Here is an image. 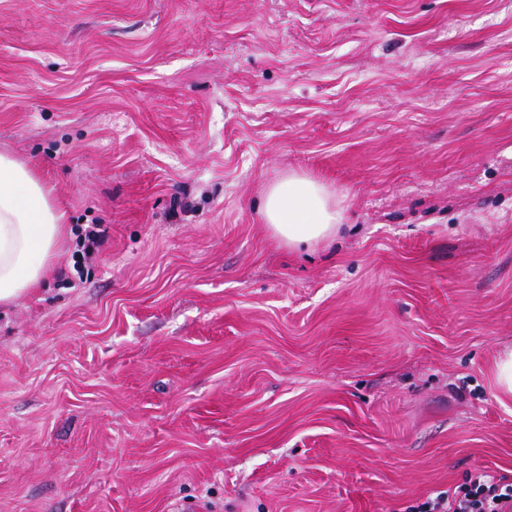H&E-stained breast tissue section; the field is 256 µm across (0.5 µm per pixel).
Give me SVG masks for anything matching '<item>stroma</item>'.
I'll list each match as a JSON object with an SVG mask.
<instances>
[{"label":"stroma","mask_w":512,"mask_h":512,"mask_svg":"<svg viewBox=\"0 0 512 512\" xmlns=\"http://www.w3.org/2000/svg\"><path fill=\"white\" fill-rule=\"evenodd\" d=\"M0 153L68 222L0 305V512L512 481V0H0ZM291 173L335 239L273 238ZM263 215L272 235L288 246L319 244L336 236L341 213L329 189L318 180L292 173L271 184ZM105 230L98 228L96 224L85 231L82 250H77L72 255L73 268L75 271H80L83 264L89 256H92L95 251L102 245L104 241ZM80 252V253H79Z\"/></svg>","instance_id":"stroma-1"}]
</instances>
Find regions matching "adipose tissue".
Instances as JSON below:
<instances>
[{"label": "adipose tissue", "mask_w": 512, "mask_h": 512, "mask_svg": "<svg viewBox=\"0 0 512 512\" xmlns=\"http://www.w3.org/2000/svg\"><path fill=\"white\" fill-rule=\"evenodd\" d=\"M263 215L273 236L288 245L329 240L341 221L329 189L297 173L267 188ZM64 219L42 182L0 154V304L38 288L51 273L66 231Z\"/></svg>", "instance_id": "adipose-tissue-1"}]
</instances>
